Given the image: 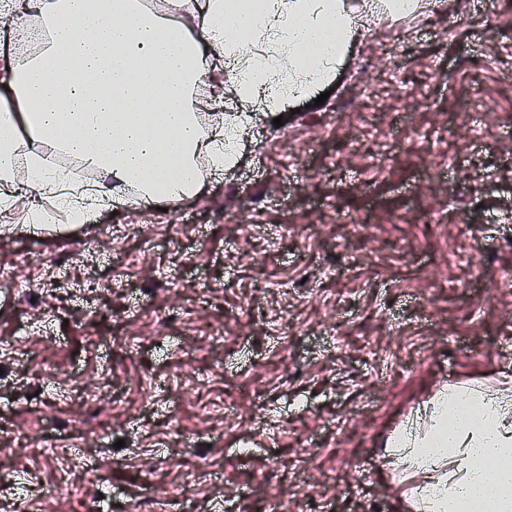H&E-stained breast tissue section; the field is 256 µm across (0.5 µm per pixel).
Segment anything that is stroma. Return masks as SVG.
<instances>
[{
	"label": "stroma",
	"instance_id": "obj_1",
	"mask_svg": "<svg viewBox=\"0 0 512 512\" xmlns=\"http://www.w3.org/2000/svg\"><path fill=\"white\" fill-rule=\"evenodd\" d=\"M345 2L327 100L259 113L195 196L0 213V262L32 259L0 285V512H413L394 433L512 371V0ZM107 368L115 413L83 399ZM57 428L60 471L36 447Z\"/></svg>",
	"mask_w": 512,
	"mask_h": 512
}]
</instances>
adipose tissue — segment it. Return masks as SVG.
I'll return each instance as SVG.
<instances>
[{
  "mask_svg": "<svg viewBox=\"0 0 512 512\" xmlns=\"http://www.w3.org/2000/svg\"><path fill=\"white\" fill-rule=\"evenodd\" d=\"M11 0L14 27L39 21L37 52L6 42L0 85L10 106L0 117V203L9 205L18 147L30 167L27 193L58 183L48 151L73 155L136 187L143 202L175 204L196 195L203 168H232L229 142L249 116L225 125L205 114L198 94L223 59L235 92L265 111L330 83L357 35L344 0ZM30 132L21 141L20 128ZM427 435L405 429L390 464L419 476L417 512H512V376L480 390L446 389Z\"/></svg>",
  "mask_w": 512,
  "mask_h": 512,
  "instance_id": "ef3b65f1",
  "label": "adipose tissue"
}]
</instances>
